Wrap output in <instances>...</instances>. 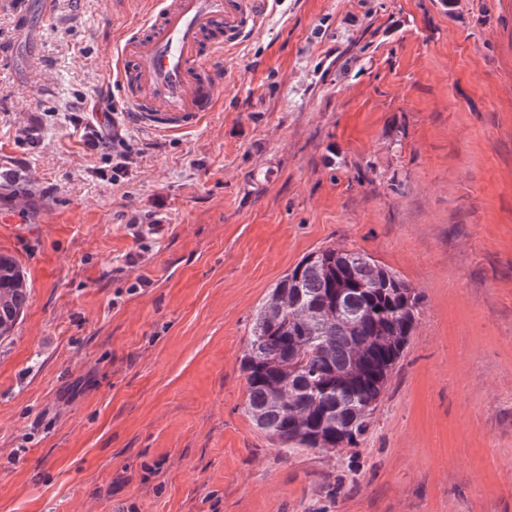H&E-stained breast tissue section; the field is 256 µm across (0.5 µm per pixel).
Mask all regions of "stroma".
<instances>
[{
    "mask_svg": "<svg viewBox=\"0 0 512 512\" xmlns=\"http://www.w3.org/2000/svg\"><path fill=\"white\" fill-rule=\"evenodd\" d=\"M37 4L0 0V253L30 290L0 343V512H512V0H270L197 127L124 122L144 154L118 188L69 112H129L138 0ZM328 247L422 316L358 447L286 452L240 356Z\"/></svg>",
    "mask_w": 512,
    "mask_h": 512,
    "instance_id": "35a3bbf8",
    "label": "stroma"
}]
</instances>
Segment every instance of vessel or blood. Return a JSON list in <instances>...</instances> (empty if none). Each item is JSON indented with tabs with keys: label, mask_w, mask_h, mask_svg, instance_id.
Instances as JSON below:
<instances>
[{
	"label": "vessel or blood",
	"mask_w": 512,
	"mask_h": 512,
	"mask_svg": "<svg viewBox=\"0 0 512 512\" xmlns=\"http://www.w3.org/2000/svg\"><path fill=\"white\" fill-rule=\"evenodd\" d=\"M269 0H151L148 33L115 57L133 124L163 134L197 126L218 102L213 64L257 31Z\"/></svg>",
	"instance_id": "vessel-or-blood-1"
}]
</instances>
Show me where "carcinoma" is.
I'll use <instances>...</instances> for the list:
<instances>
[{
  "label": "carcinoma",
  "mask_w": 512,
  "mask_h": 512,
  "mask_svg": "<svg viewBox=\"0 0 512 512\" xmlns=\"http://www.w3.org/2000/svg\"><path fill=\"white\" fill-rule=\"evenodd\" d=\"M29 300L18 261L0 256V339ZM423 297L359 251L327 248L278 281L241 358L245 414L279 447L354 448L422 313Z\"/></svg>",
  "instance_id": "cac0c4a2"
}]
</instances>
